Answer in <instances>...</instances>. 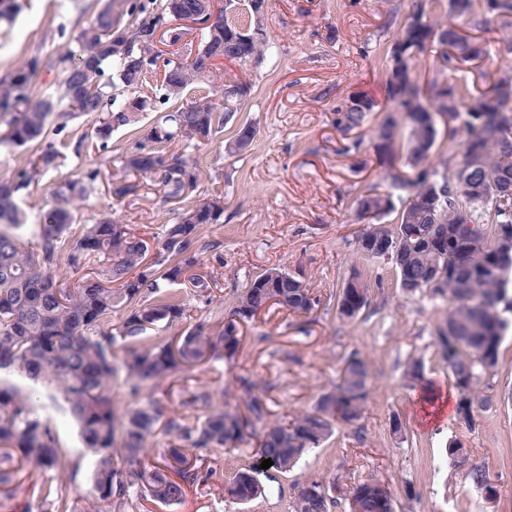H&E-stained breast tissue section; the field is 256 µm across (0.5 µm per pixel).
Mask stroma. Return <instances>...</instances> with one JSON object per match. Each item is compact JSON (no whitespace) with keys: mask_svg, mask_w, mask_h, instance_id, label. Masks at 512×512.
<instances>
[{"mask_svg":"<svg viewBox=\"0 0 512 512\" xmlns=\"http://www.w3.org/2000/svg\"><path fill=\"white\" fill-rule=\"evenodd\" d=\"M18 4L13 25H0V76L35 56L40 70L33 90L60 93L65 73L58 58L104 2ZM411 11L412 0H268L264 29L271 55L257 65L224 66L225 76L249 87L236 119L253 123L258 135L240 155L226 154L216 142L194 152L202 170L199 190L221 189L224 213L199 233L205 250L197 272L206 289L186 280L174 284L191 318L163 334L180 337L198 322L213 327L248 280L271 267L303 276L320 292L321 302L301 317L281 308L259 312L242 323L233 356L184 368L153 391L168 412L193 424L203 407L189 402V391L203 384L223 387L225 408L237 410L247 397L244 385L251 382L263 387L271 419H290L315 405L335 381L343 358L357 351L374 377L363 417L338 427L291 471L261 474L262 493L251 501L230 499L217 485L194 484L179 503L144 501L137 512H289L293 484L314 479L350 485L367 477L388 485L394 512H482L481 493L467 476L476 465L486 467L500 491L495 512H512V334L501 344L496 368L481 379L480 390L491 405L478 411L475 427L468 429L459 424L451 404L441 414L424 415L418 388L405 377L408 363L416 360L425 380L438 390H452L437 340L448 315L446 299L404 293L390 261L377 259L362 267L370 284L367 307L352 320L337 312L336 296L351 274L366 229L353 202L369 188L386 191L387 184L372 141L379 111L355 131L362 141L359 150L348 152L346 137L334 127L335 110L355 94L386 106L387 58L394 34ZM499 26L490 21L479 33L487 50L481 64L444 65L433 53H424L415 61L419 80L457 79L479 88L485 74L512 67ZM132 143L121 128L106 151L68 152L60 171L18 197L19 207L37 216L48 208L60 178L96 167L102 175L89 191L78 224L95 223L108 209L140 236H162L167 225L178 222L181 206L147 188L121 200L109 191L111 181L122 177L120 157ZM36 402L38 413L58 420L59 440L77 465L72 496H86L94 460L85 454L76 424L62 421L59 404L44 394H37ZM454 440L469 450L465 465H455L446 454Z\"/></svg>","mask_w":512,"mask_h":512,"instance_id":"1","label":"stroma"}]
</instances>
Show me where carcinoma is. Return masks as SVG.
Segmentation results:
<instances>
[{
    "instance_id": "carcinoma-1",
    "label": "carcinoma",
    "mask_w": 512,
    "mask_h": 512,
    "mask_svg": "<svg viewBox=\"0 0 512 512\" xmlns=\"http://www.w3.org/2000/svg\"><path fill=\"white\" fill-rule=\"evenodd\" d=\"M205 0H105L88 27L65 48L64 88L60 97L36 95L32 81L40 60L22 61L0 78V116H9L0 145L34 144L17 179L0 181V370L7 369L41 382L59 393L78 423L82 441L95 459L87 507L71 497L75 465L61 451L55 427L36 410L33 394L0 381V494L14 497L28 489L27 481L41 475L38 488L42 512H126L136 498L170 505L180 501L185 483L224 485L218 466L202 467L205 454L216 448H237L244 429L267 419L266 398L247 385L248 418L215 402L216 391L201 386L189 401L206 413L193 425L169 414L148 398L135 407L120 408L113 383L118 375L113 346L121 340L125 357L123 385L132 396L168 379L178 369L205 360L231 356L239 346L238 320L278 306L295 315L310 313L320 302L308 282L276 268L252 277L237 295L227 319L215 329L197 325L177 340L153 331L187 318L188 310L166 287L185 279L199 288L207 282L194 274L201 250L202 226L224 213L219 189L199 198L201 172L191 155L200 145L221 137L224 125L243 108L249 87L224 78V69L207 68L205 58L224 52L243 63L264 61L267 37L258 31L245 40L224 29V16L213 29L202 31L203 55L167 58L166 80L154 93L140 89L161 57L155 35L161 22L203 8ZM434 0H416V10L398 31L390 49L387 73L388 105L375 129V149L386 162L383 179L391 191L370 189L355 198L354 210L370 221L366 233L395 241L392 262L400 288L427 291L448 299L452 309L439 331L442 354L457 392L455 412L467 428L475 426V411L489 405L480 396L483 373L498 363L504 333L512 321V262L504 264L497 230L512 226V94L497 77L481 94L465 82L432 81L424 86L415 72L418 54L435 49L442 64L470 62L486 54L482 42L464 32L455 18L473 15V0H448V19H428ZM116 65L112 75L106 68ZM212 88L231 87L224 101L212 94H194L202 78ZM170 105L162 122L140 134L142 114ZM374 110L372 100L355 96L336 107L335 127L342 135L361 128ZM93 115L95 136L107 149L112 131L128 128L136 139L122 157L127 178L111 183L119 200L140 190L135 178L150 180L166 201L185 204L184 215L157 241L156 257L146 262L149 244L105 212L94 224L72 231L89 189L101 175L98 168L65 178L52 190V205L39 214L29 243L22 230L28 216L16 195L38 184L47 173L63 167L64 148L45 140L51 115ZM445 118L448 158L454 167L438 171L430 160L437 138L433 114ZM462 139H457V134ZM256 128L237 125L224 149L241 154L253 143ZM180 143L182 154L166 145ZM397 213L393 226L374 221ZM436 265L446 269L442 280H431ZM369 283L358 267L339 291L338 313L355 318L368 303ZM117 323H112V320ZM372 391L367 362L356 354L344 359L333 389L314 408L291 421L268 423L259 436L258 460L272 459V468L291 470L310 450L319 447L338 424H353L366 410ZM163 431L169 436L161 457H151L149 442ZM259 464L236 471L228 495L240 502L262 492ZM480 490L496 497L488 471L468 470ZM310 480L293 487L292 512H329L334 497ZM355 500L359 512H393L386 483L368 478L341 489Z\"/></svg>"
}]
</instances>
